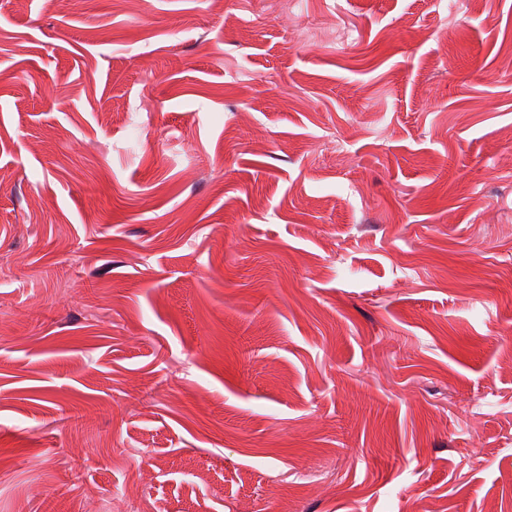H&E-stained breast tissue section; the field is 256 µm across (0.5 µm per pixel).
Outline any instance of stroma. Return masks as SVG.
Instances as JSON below:
<instances>
[{
    "label": "stroma",
    "mask_w": 512,
    "mask_h": 512,
    "mask_svg": "<svg viewBox=\"0 0 512 512\" xmlns=\"http://www.w3.org/2000/svg\"><path fill=\"white\" fill-rule=\"evenodd\" d=\"M507 56L512 0H0V512H512Z\"/></svg>",
    "instance_id": "1"
}]
</instances>
